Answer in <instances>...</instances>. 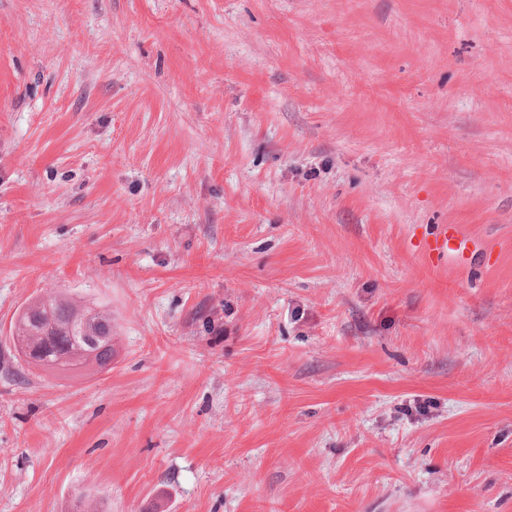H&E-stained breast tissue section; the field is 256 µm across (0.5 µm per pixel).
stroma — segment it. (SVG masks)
<instances>
[{"instance_id": "obj_1", "label": "stroma", "mask_w": 512, "mask_h": 512, "mask_svg": "<svg viewBox=\"0 0 512 512\" xmlns=\"http://www.w3.org/2000/svg\"><path fill=\"white\" fill-rule=\"evenodd\" d=\"M51 292L110 371L8 373ZM81 500L512 512V0H0V512ZM451 241H458L459 245H465V238L458 224H449L439 235L427 238L422 245V252L430 263L438 262L444 257L449 258Z\"/></svg>"}]
</instances>
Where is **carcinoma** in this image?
<instances>
[{
	"instance_id": "cac0c4a2",
	"label": "carcinoma",
	"mask_w": 512,
	"mask_h": 512,
	"mask_svg": "<svg viewBox=\"0 0 512 512\" xmlns=\"http://www.w3.org/2000/svg\"><path fill=\"white\" fill-rule=\"evenodd\" d=\"M110 318L112 312L99 304L76 299L59 292L45 299H34L20 308L11 323V334L26 336L18 358L27 366L43 371L100 373L114 356L111 342H102L94 358L84 355L91 337L83 329L84 321Z\"/></svg>"
}]
</instances>
